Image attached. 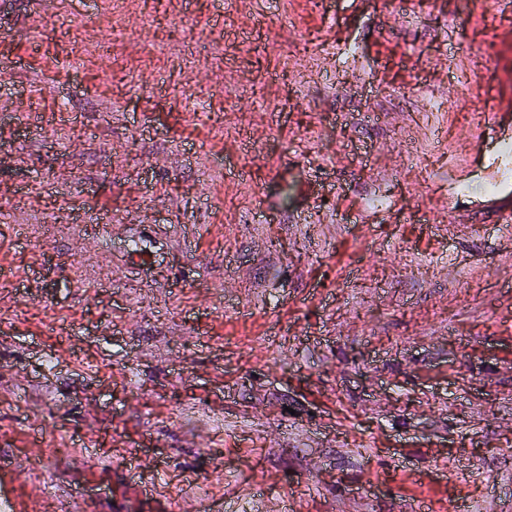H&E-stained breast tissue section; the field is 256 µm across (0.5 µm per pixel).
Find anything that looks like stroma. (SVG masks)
Returning <instances> with one entry per match:
<instances>
[{
  "mask_svg": "<svg viewBox=\"0 0 512 512\" xmlns=\"http://www.w3.org/2000/svg\"><path fill=\"white\" fill-rule=\"evenodd\" d=\"M0 46L25 512H512V238L446 214L512 0H0Z\"/></svg>",
  "mask_w": 512,
  "mask_h": 512,
  "instance_id": "stroma-1",
  "label": "stroma"
}]
</instances>
